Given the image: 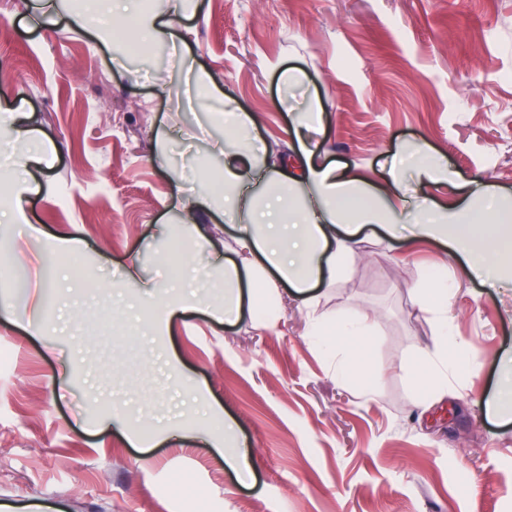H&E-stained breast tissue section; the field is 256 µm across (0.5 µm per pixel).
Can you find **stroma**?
Returning <instances> with one entry per match:
<instances>
[{"label":"stroma","mask_w":512,"mask_h":512,"mask_svg":"<svg viewBox=\"0 0 512 512\" xmlns=\"http://www.w3.org/2000/svg\"><path fill=\"white\" fill-rule=\"evenodd\" d=\"M180 2L139 0L183 39L145 57L77 30L86 0H0V512H512V404L486 408L512 375V278L411 241L405 213L394 235L362 229L316 309L288 295L274 325L217 320L214 256L235 227L198 196L224 171V130L185 83L234 98L283 152L321 108L322 151L373 185L422 144L456 174L436 201L477 178L511 197L512 0ZM63 240L77 248L56 255ZM175 240L191 246L177 271ZM443 269L470 368L428 401L410 370L434 345L421 290ZM176 296L195 308L163 328ZM363 313L370 393L310 334L314 317ZM228 440L246 469L225 463Z\"/></svg>","instance_id":"35a3bbf8"}]
</instances>
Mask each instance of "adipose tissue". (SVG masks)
Returning a JSON list of instances; mask_svg holds the SVG:
<instances>
[{
    "mask_svg": "<svg viewBox=\"0 0 512 512\" xmlns=\"http://www.w3.org/2000/svg\"><path fill=\"white\" fill-rule=\"evenodd\" d=\"M225 135L234 145L224 154V177L220 194L227 223L237 228L233 250L240 263L224 267L228 291L220 315L238 319L241 309L275 321L283 301L282 288L301 296L306 306L318 304L317 286H332L346 269L348 241L367 224L393 231L407 204L396 182L372 189L356 173L333 162L317 159L318 146L310 137L322 133L324 114L308 112L293 130L294 160L285 177H271L259 189L249 184V164H261L266 156L256 153L250 138L253 120L239 107H229ZM492 192L487 183L473 180L465 201L446 205L428 198L416 203L412 225L415 241L447 243L467 258L470 275L482 277L499 263L512 266V210L488 207ZM312 334L319 343L336 346V377L347 381L360 377L375 382L379 370L371 359L370 319L365 315L345 317L334 323L316 321ZM451 331L441 327L434 351L419 355L414 378L426 391L448 384V376L463 364L449 359Z\"/></svg>",
    "mask_w": 512,
    "mask_h": 512,
    "instance_id": "obj_1",
    "label": "adipose tissue"
}]
</instances>
